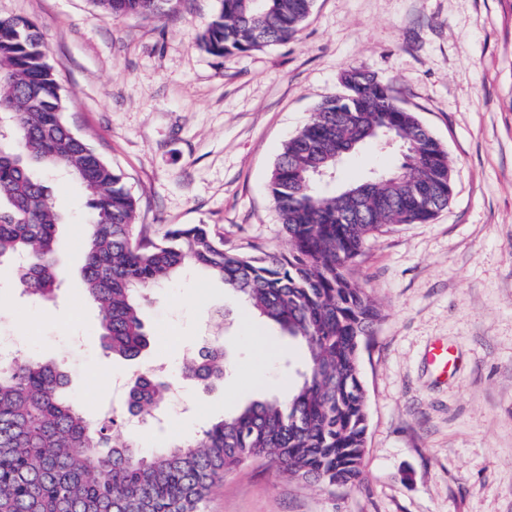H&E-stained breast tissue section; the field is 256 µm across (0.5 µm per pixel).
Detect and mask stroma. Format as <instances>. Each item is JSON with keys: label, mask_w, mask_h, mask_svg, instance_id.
Segmentation results:
<instances>
[{"label": "stroma", "mask_w": 512, "mask_h": 512, "mask_svg": "<svg viewBox=\"0 0 512 512\" xmlns=\"http://www.w3.org/2000/svg\"><path fill=\"white\" fill-rule=\"evenodd\" d=\"M219 7L173 0L159 18H106L93 0H0V16L37 25L69 126L124 173L148 235L207 224L225 249L286 253L269 190L274 163L354 65L395 87L431 130L454 189L447 209L425 224L384 227L351 265L380 310L361 351L362 484L319 486L249 461L217 482L205 512H512V0H315L293 39L231 58L199 46ZM399 158L364 147L337 179L359 180ZM50 200L69 216L62 285L53 299L33 300L1 266L0 334L61 366L87 415L123 416L115 381L153 369L187 408L164 425L122 428L147 450L249 400L287 399L307 369L302 347L193 268L149 291L145 353L134 362L105 356L79 275L89 197L62 177ZM253 336L265 346L251 345ZM216 337L229 365L223 381L183 383L185 353ZM437 341L456 356L445 376L427 357ZM259 373L262 382L240 388Z\"/></svg>", "instance_id": "35a3bbf8"}]
</instances>
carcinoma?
I'll use <instances>...</instances> for the list:
<instances>
[{"label": "carcinoma", "instance_id": "carcinoma-1", "mask_svg": "<svg viewBox=\"0 0 512 512\" xmlns=\"http://www.w3.org/2000/svg\"><path fill=\"white\" fill-rule=\"evenodd\" d=\"M107 17L163 16L171 0H94ZM314 0H221L203 48L231 57L286 41L300 31ZM344 74V92L323 99L285 142L270 192L288 253L251 258L224 249L207 224L168 228L153 240L135 223L137 200L124 174L68 127L61 90L36 25L0 18V263L14 264L32 298L59 286L64 213L49 202L48 178L76 177L89 196L80 245L82 280L100 316L104 351L126 360L149 346L142 319L147 292L192 267L242 295L308 352L287 402L251 401L201 435L147 452L119 440L115 420L95 422L69 395V377L53 363H0V512H201L217 480L241 464L265 460L294 480L357 486L368 427L360 352L378 320L368 292L349 268L366 241L389 224H422L448 206L451 168L441 143L375 76ZM406 137L411 161L336 186L313 179L334 169L318 158L326 140L350 154L379 145L384 131ZM373 183L390 201L365 221L341 224L344 197ZM221 343L187 357L180 375L209 385L224 378ZM171 383L136 377L128 394L143 415L167 401Z\"/></svg>", "mask_w": 512, "mask_h": 512}]
</instances>
